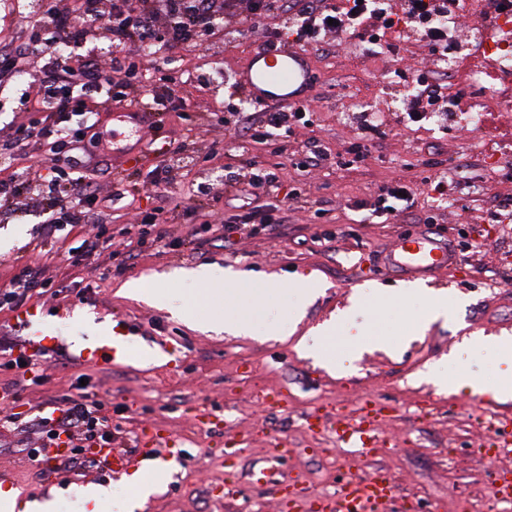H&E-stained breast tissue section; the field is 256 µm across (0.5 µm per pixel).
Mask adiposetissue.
Returning a JSON list of instances; mask_svg holds the SVG:
<instances>
[{"label":"adipose tissue","instance_id":"ef3b65f1","mask_svg":"<svg viewBox=\"0 0 512 512\" xmlns=\"http://www.w3.org/2000/svg\"><path fill=\"white\" fill-rule=\"evenodd\" d=\"M180 281L191 287L204 286L210 288L213 298H223L224 294L231 293L244 297L247 301L246 307L241 309L234 317L223 322H196L193 309L188 302H176L173 297L165 293H148L141 281L132 280L126 282L122 290L124 293L137 296L151 297L156 304L169 309L178 318L196 323L198 330L203 332L229 331L238 336H250L255 332L252 321V309L261 305L265 300L264 293L253 290L248 281L209 268H198L181 271L178 275ZM479 346L492 351L496 358L506 364V371L494 383H479L467 374H459L452 379H445L443 374H436L435 384L440 389H449L460 393H479L491 396L496 400L512 398V336H494L482 338L478 341Z\"/></svg>","mask_w":512,"mask_h":512}]
</instances>
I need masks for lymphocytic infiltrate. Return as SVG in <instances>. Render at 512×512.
Masks as SVG:
<instances>
[{"mask_svg": "<svg viewBox=\"0 0 512 512\" xmlns=\"http://www.w3.org/2000/svg\"><path fill=\"white\" fill-rule=\"evenodd\" d=\"M38 4L40 29L30 43L33 51L47 58L34 97L42 118L37 123L17 124L10 139L0 142V151L33 142L47 144L46 167L51 176L44 182L42 200L47 207L59 208L60 214L48 221L44 234L64 238L70 228L90 223L98 200L92 183L79 176L80 164L73 156L92 130L81 116L82 98L102 93L117 104L127 99L115 80L116 73L125 68L124 60L113 59L108 70L91 59L74 68L68 63L67 47L83 41L86 23L102 20L113 44L121 48L138 42H157L171 49L197 48L215 34L214 0H112L108 5L103 0H76L70 10L60 9L58 0H38ZM225 8L224 41L228 44L257 30L263 48L291 44L304 50L336 35L359 38L364 53L378 55L418 34L428 47L432 65L414 70L397 68L398 82L406 89L404 121H427L448 114L458 105L457 97L446 91V74L440 65L454 48L453 31L462 17L463 0H226ZM269 17L276 18V27L258 30L259 21ZM312 116L308 103L282 107L267 111L262 126L231 135L229 150L244 156L245 161L238 172L226 178L225 196L261 194L268 203L262 211L240 206L225 212V237L244 228L254 234H275L287 223L291 204L304 201L300 187L284 186L274 172L261 169L249 153L253 145L268 143L275 131L289 137L295 127L311 126ZM421 166L415 182H387L374 200L355 202V210L366 212L370 223L400 224L411 218L418 224H435L431 202L447 199L448 178L437 171L434 161H422ZM48 285L41 268L23 267L0 286V309H18L33 292ZM52 356L49 350L31 355L8 350L0 356V371L11 372L25 385L39 386L44 382L40 366ZM100 407V402L86 392L66 400L59 416L40 418L39 441L28 449V459L38 461L43 449L62 443L68 449V463L81 464L87 460L88 445L111 446L112 427L108 418L100 416Z\"/></svg>", "mask_w": 512, "mask_h": 512, "instance_id": "f902f5d3", "label": "lymphocytic infiltrate"}]
</instances>
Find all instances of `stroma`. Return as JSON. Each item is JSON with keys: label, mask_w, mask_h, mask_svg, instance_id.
<instances>
[{"label": "stroma", "mask_w": 512, "mask_h": 512, "mask_svg": "<svg viewBox=\"0 0 512 512\" xmlns=\"http://www.w3.org/2000/svg\"><path fill=\"white\" fill-rule=\"evenodd\" d=\"M37 0H0V46L20 50L22 78L6 77L0 91V140L11 127L32 119L23 91L41 78L43 61L27 42L38 25ZM254 35L234 46L216 34L194 51L164 53L160 67L176 76L175 108L148 116L140 135L113 109L86 97L95 112L101 138L77 156L82 172L98 188L100 219L109 235L143 214L158 213L169 245H130L132 257L115 273L109 248L91 254L79 268L66 255L79 246L85 225L73 228L62 242L42 237V198L35 188L46 169L28 146L0 159V176L28 180L33 193L0 206V284L26 265L39 266L51 282L49 292L29 304L40 316L21 327L15 312L0 311V341L22 344L35 333L51 331L65 356L44 364L43 385L22 387L14 405L17 427L0 428V472L7 488L29 499H49L54 512H74V490L80 482L97 483L94 468L70 470L64 459L43 466L30 462L26 450L39 418L60 407L80 389L97 394L101 413L112 423V447L135 454L142 426L159 427L180 441L184 460L157 485L142 512H313L319 491H336L348 477L376 470L390 474L394 497L382 512H471L487 502L502 469H512V400L439 391L429 380L433 370L456 376L467 373L480 382L498 378L494 354L474 345L477 337L512 335V222L489 223L493 202L512 199V110L496 112L504 139L491 151L484 131L448 122L409 130L399 119L405 96L383 84L385 56L367 57L338 44L309 48L316 76L314 123L297 129L287 153L261 147L258 161L278 175L306 185L310 200L324 203L335 221L313 219L310 212H289L276 236L234 235L231 242L210 237L207 219L221 220L227 200L217 185L239 165L225 148L221 115L245 113L246 124H261L264 114L222 80L260 51ZM366 99L386 112L387 134L364 161L350 162L347 149L355 136L350 123L355 99ZM320 139L330 152L323 167L303 172L295 151ZM183 143L187 165L175 170L166 198L151 196L155 166L169 163L166 142ZM433 144L443 171L457 179V167L468 163L474 187L450 196L436 214L433 230L461 241L465 250L455 267L420 278V285L448 295L453 313L413 329L428 297L401 295L407 278L389 267L386 257L398 239L417 237L423 224H361L352 206L374 198L393 179H413L418 147ZM123 179L127 195L112 201L114 179ZM219 267L247 277L251 287L277 282L293 287L302 276L314 280L313 294L296 331L285 340L204 333L189 327L163 307L121 294L131 280L152 290L181 293L176 271ZM361 298L356 316L338 327L331 354L334 369L300 355L297 344L352 298ZM120 335L133 351L114 365L79 360L81 349L105 332ZM382 336L389 349L371 347ZM85 386H78V376ZM285 393L272 406L270 394ZM382 405L377 423L378 449L366 455L341 448L328 430L312 432L308 415L325 421L358 420L364 404ZM498 426L500 448L488 456V426ZM285 439L288 451L278 455L273 438ZM270 469V481L253 482L251 471Z\"/></svg>", "instance_id": "obj_1"}]
</instances>
